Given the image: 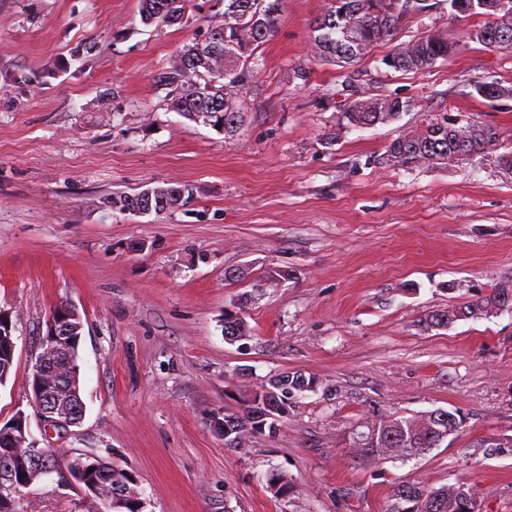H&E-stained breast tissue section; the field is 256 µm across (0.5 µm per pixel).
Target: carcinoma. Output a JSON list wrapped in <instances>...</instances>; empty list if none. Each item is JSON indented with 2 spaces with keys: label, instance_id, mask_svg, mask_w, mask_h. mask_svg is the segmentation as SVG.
Listing matches in <instances>:
<instances>
[{
  "label": "carcinoma",
  "instance_id": "1",
  "mask_svg": "<svg viewBox=\"0 0 512 512\" xmlns=\"http://www.w3.org/2000/svg\"><path fill=\"white\" fill-rule=\"evenodd\" d=\"M188 0H139L141 22L146 25H174L181 22ZM398 0H329L327 7L312 25L311 47L314 56L338 65H351L362 60L384 42L394 43L383 63L403 71H422L438 60H445L459 45L460 40L485 45L495 42L498 50L512 49V0H505L507 8L497 9L500 0H420L406 12L397 7ZM284 0H224L223 36L216 42L220 47V61L211 64H188L187 55L194 45L186 46L170 69L158 73V82L170 88V108L182 117L201 122L212 128L224 127V135L234 136L244 121L242 109L243 89L257 66V50L274 35L278 27ZM440 7L447 10L451 21L459 28L435 27L409 40H400L402 23L408 16ZM483 17L480 24L470 19ZM414 108L409 100L398 97H369L352 101L345 109L350 125L386 124L401 113ZM498 133L484 125L450 123L446 119H433L425 125L400 135L386 147L382 160L394 165L434 164L481 154L496 145ZM166 188L177 193L172 199L174 211L187 205L193 197L192 187L186 184H168ZM512 291V283H502L490 294L448 309L431 312L426 318L429 327L452 324L449 317L479 319L501 310H511L512 300L501 302L504 290ZM233 330L240 339L249 337L243 318L238 313L224 316V330ZM314 380L302 375L276 376L265 383L277 404L290 409L295 393L304 387H313ZM252 398H247L240 413L224 415L230 427L249 424ZM461 419L457 414L436 409L410 417L384 416L376 420L369 430L390 434L392 439L381 443L361 438L356 448L359 456L376 461L405 459L422 455L435 447V442L450 431H459ZM97 479L106 489L119 491L128 482L126 470L99 460ZM268 486L275 494L286 496L292 491L288 476L273 473ZM396 502L390 512H476L473 495L457 497V484L437 489L406 487L395 493Z\"/></svg>",
  "mask_w": 512,
  "mask_h": 512
}]
</instances>
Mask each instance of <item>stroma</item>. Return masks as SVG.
Here are the masks:
<instances>
[{
    "instance_id": "1",
    "label": "stroma",
    "mask_w": 512,
    "mask_h": 512,
    "mask_svg": "<svg viewBox=\"0 0 512 512\" xmlns=\"http://www.w3.org/2000/svg\"><path fill=\"white\" fill-rule=\"evenodd\" d=\"M327 0H286L257 51L231 138L167 107L157 75L223 23L220 0H189L175 25H146L138 0H0V309L16 326L0 427L56 451L19 512H90L76 456L134 472L145 512H388L404 485L470 484L478 512H512V311L425 329L428 312L512 281V51L476 43L419 72L386 67L390 44L349 68L314 59ZM389 95L413 111L351 126L344 105ZM493 127L494 149L389 166L403 132L430 118ZM191 185L160 215L104 198ZM246 269L248 277L231 273ZM277 271L288 277L269 286ZM80 312L85 416L44 429L29 376L58 304ZM241 310L251 338H224ZM284 372L315 380L276 433L224 445V416ZM438 408L463 424L401 462L367 461L355 432ZM286 473L288 497L268 488Z\"/></svg>"
}]
</instances>
